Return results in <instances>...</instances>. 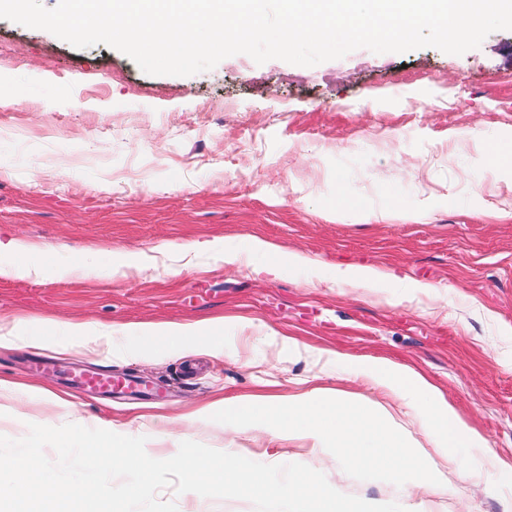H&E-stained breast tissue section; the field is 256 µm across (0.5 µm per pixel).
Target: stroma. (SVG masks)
Segmentation results:
<instances>
[{
  "label": "stroma",
  "instance_id": "1",
  "mask_svg": "<svg viewBox=\"0 0 512 512\" xmlns=\"http://www.w3.org/2000/svg\"><path fill=\"white\" fill-rule=\"evenodd\" d=\"M512 144V31L461 55L426 46L355 50L304 67L234 55L191 76L149 75L103 44L78 49L0 19V238L37 245V278H0V315L44 319V348L0 345V435L29 424L111 422L171 458L195 441L259 463H301L340 492L395 501L384 478L330 461L308 441L269 442L224 426L209 403L317 386L379 400L347 360L423 371L486 439L443 469L432 512H512V170L484 162ZM371 211L345 218L337 188ZM399 208L394 222L375 215ZM422 210V221L413 212ZM263 237L313 258L261 273L224 263ZM125 259L118 267L117 259ZM79 274H70L74 264ZM339 265L426 283L350 288ZM223 317L224 354L131 336L132 324ZM112 334L117 359L68 324ZM343 355L316 361L311 349ZM136 378L141 392H81L61 367ZM178 512H255L239 499L159 491ZM484 161L492 169L512 167L511 146L502 145L494 140L488 141L485 145Z\"/></svg>",
  "mask_w": 512,
  "mask_h": 512
}]
</instances>
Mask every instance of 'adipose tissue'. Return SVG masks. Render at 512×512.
<instances>
[{"instance_id":"adipose-tissue-1","label":"adipose tissue","mask_w":512,"mask_h":512,"mask_svg":"<svg viewBox=\"0 0 512 512\" xmlns=\"http://www.w3.org/2000/svg\"><path fill=\"white\" fill-rule=\"evenodd\" d=\"M30 252L23 241L0 242V277L41 275L43 268L30 260ZM215 330V323L205 320L133 327L129 333L159 339L176 336L182 339L184 349L206 346L219 356L223 349L212 341ZM355 369L420 416L426 437L443 460L453 461L455 449L465 445L485 447V440L464 429L445 395L423 374L388 360L359 361ZM386 414L381 405L353 406L330 390L314 388L289 396L284 403L257 397L225 406L224 423L234 431L246 429L272 439L303 437L315 446H328L336 461L382 473L401 485L403 502L398 512H417L419 500L445 495L448 486L416 445L390 430Z\"/></svg>"}]
</instances>
